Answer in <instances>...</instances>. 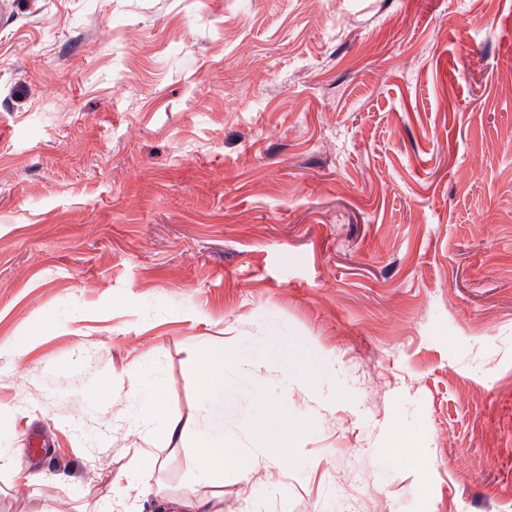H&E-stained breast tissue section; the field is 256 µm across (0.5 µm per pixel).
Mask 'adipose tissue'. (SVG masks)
Here are the masks:
<instances>
[{
  "label": "adipose tissue",
  "mask_w": 512,
  "mask_h": 512,
  "mask_svg": "<svg viewBox=\"0 0 512 512\" xmlns=\"http://www.w3.org/2000/svg\"><path fill=\"white\" fill-rule=\"evenodd\" d=\"M199 386L205 416L196 434V459L192 468L195 485L210 487L207 496L180 501H156L155 512H224L220 490L225 470L251 473V459L239 442L224 433V373L242 366L237 355L202 345L197 349Z\"/></svg>",
  "instance_id": "adipose-tissue-1"
}]
</instances>
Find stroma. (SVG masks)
Returning a JSON list of instances; mask_svg holds the SVG:
<instances>
[{
    "mask_svg": "<svg viewBox=\"0 0 512 512\" xmlns=\"http://www.w3.org/2000/svg\"><path fill=\"white\" fill-rule=\"evenodd\" d=\"M511 81L512 0H0V512H113L140 440L189 493L197 346L278 341L224 512H505Z\"/></svg>",
    "mask_w": 512,
    "mask_h": 512,
    "instance_id": "1",
    "label": "stroma"
}]
</instances>
